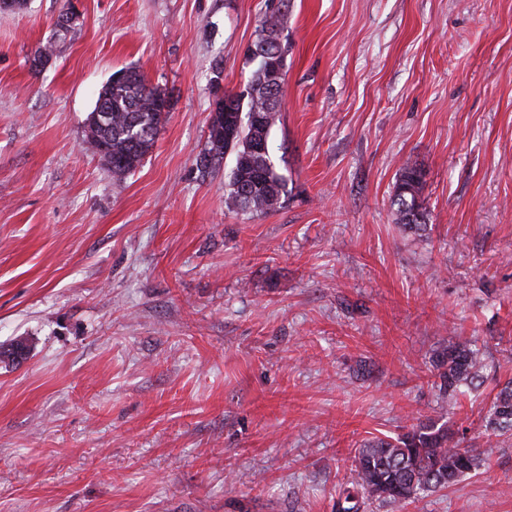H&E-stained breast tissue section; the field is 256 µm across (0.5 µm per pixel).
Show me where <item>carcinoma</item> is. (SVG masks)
Returning a JSON list of instances; mask_svg holds the SVG:
<instances>
[{
  "instance_id": "cac0c4a2",
  "label": "carcinoma",
  "mask_w": 512,
  "mask_h": 512,
  "mask_svg": "<svg viewBox=\"0 0 512 512\" xmlns=\"http://www.w3.org/2000/svg\"><path fill=\"white\" fill-rule=\"evenodd\" d=\"M256 63L246 92L227 94L224 115L211 120L197 168L209 174L231 160L224 191L225 207L236 213H264L288 194L287 179L280 174L269 151L271 131L282 102L284 50L278 24L265 22L250 49ZM105 89L107 116L92 112L86 133L94 148L116 159L112 176L134 171L152 150L168 113L160 111L167 99L132 67ZM424 181L413 166L402 168L390 197L397 219L410 230L425 223ZM441 369L440 390L448 402L474 387L485 367V356L476 348L448 343L434 359ZM486 426L512 431V381L493 397ZM490 450L460 446L448 425L436 420L421 422L394 437L375 438L355 449L352 476L336 494L334 512H365L371 503L407 504L426 493L455 485L475 471Z\"/></svg>"
}]
</instances>
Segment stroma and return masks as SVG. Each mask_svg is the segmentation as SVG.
Instances as JSON below:
<instances>
[{"instance_id": "stroma-1", "label": "stroma", "mask_w": 512, "mask_h": 512, "mask_svg": "<svg viewBox=\"0 0 512 512\" xmlns=\"http://www.w3.org/2000/svg\"><path fill=\"white\" fill-rule=\"evenodd\" d=\"M67 0L0 11V512H333L355 448L435 419L492 447L457 485L373 512H512V0ZM282 22L271 155L290 193L224 206L202 175L213 80ZM170 112L122 180L84 136L112 73ZM425 175L426 225L390 205ZM485 354L449 406L433 363ZM424 189L421 171L413 165L404 166L393 186L390 203L400 224L409 230L425 225ZM486 425L494 431H512V381L502 387L491 400Z\"/></svg>"}]
</instances>
